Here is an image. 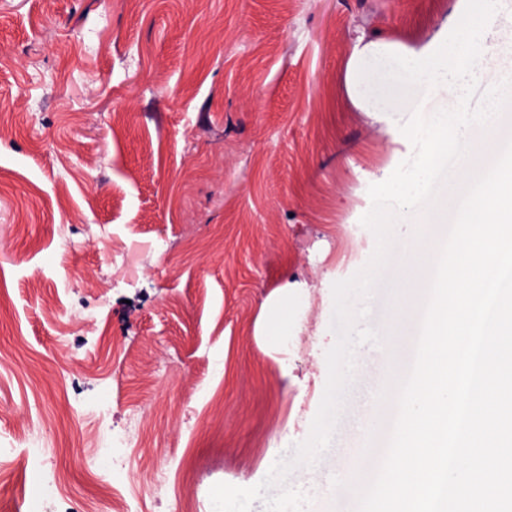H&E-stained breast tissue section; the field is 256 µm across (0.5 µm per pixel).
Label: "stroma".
Returning <instances> with one entry per match:
<instances>
[{
	"mask_svg": "<svg viewBox=\"0 0 512 512\" xmlns=\"http://www.w3.org/2000/svg\"><path fill=\"white\" fill-rule=\"evenodd\" d=\"M465 6L0 0V512H211L307 438L324 291L408 150L349 60L439 47ZM490 39L482 85L512 71V0ZM278 288L307 298L284 361L258 334Z\"/></svg>",
	"mask_w": 512,
	"mask_h": 512,
	"instance_id": "stroma-1",
	"label": "stroma"
}]
</instances>
